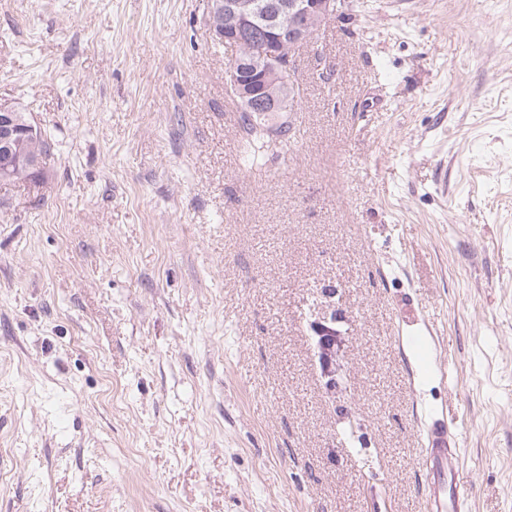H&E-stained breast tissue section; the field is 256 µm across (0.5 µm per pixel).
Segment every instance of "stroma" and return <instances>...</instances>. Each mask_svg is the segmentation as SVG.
<instances>
[{
    "instance_id": "35a3bbf8",
    "label": "stroma",
    "mask_w": 512,
    "mask_h": 512,
    "mask_svg": "<svg viewBox=\"0 0 512 512\" xmlns=\"http://www.w3.org/2000/svg\"><path fill=\"white\" fill-rule=\"evenodd\" d=\"M314 40L255 169L205 0H0L50 144L0 183V512H425L433 406L470 512H512V0H342ZM320 333L324 336H321L319 342V357L324 367L328 368V374L332 376L336 372L335 368L334 370L331 368L336 365V349L339 347L341 339L336 334V329L330 326L322 325Z\"/></svg>"
}]
</instances>
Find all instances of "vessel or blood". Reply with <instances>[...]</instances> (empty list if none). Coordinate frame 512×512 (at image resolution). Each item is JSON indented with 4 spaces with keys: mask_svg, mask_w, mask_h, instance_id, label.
<instances>
[{
    "mask_svg": "<svg viewBox=\"0 0 512 512\" xmlns=\"http://www.w3.org/2000/svg\"><path fill=\"white\" fill-rule=\"evenodd\" d=\"M425 433L423 456L430 473L427 512H467L471 489L459 478L462 454L456 433L437 415L430 418Z\"/></svg>",
    "mask_w": 512,
    "mask_h": 512,
    "instance_id": "vessel-or-blood-1",
    "label": "vessel or blood"
}]
</instances>
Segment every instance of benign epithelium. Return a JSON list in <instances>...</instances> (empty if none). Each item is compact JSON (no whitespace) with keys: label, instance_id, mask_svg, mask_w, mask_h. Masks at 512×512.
<instances>
[{"label":"benign epithelium","instance_id":"benign-epithelium-1","mask_svg":"<svg viewBox=\"0 0 512 512\" xmlns=\"http://www.w3.org/2000/svg\"><path fill=\"white\" fill-rule=\"evenodd\" d=\"M340 0H274L260 14L257 0H207L209 30L215 41L229 42L232 64L225 84L249 110L269 117L278 114L296 93V60L314 34L338 12ZM39 130L15 105L0 101V179L13 177L22 167L36 176L42 171L38 154L20 151L35 145ZM319 357L334 375L336 329L322 326Z\"/></svg>","mask_w":512,"mask_h":512}]
</instances>
